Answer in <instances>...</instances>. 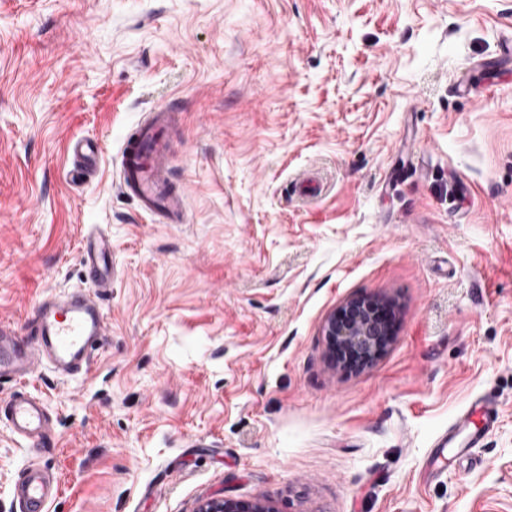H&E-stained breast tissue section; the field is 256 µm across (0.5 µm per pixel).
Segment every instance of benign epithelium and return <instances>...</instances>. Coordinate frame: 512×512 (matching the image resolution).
Instances as JSON below:
<instances>
[{"instance_id": "7a95c632", "label": "benign epithelium", "mask_w": 512, "mask_h": 512, "mask_svg": "<svg viewBox=\"0 0 512 512\" xmlns=\"http://www.w3.org/2000/svg\"><path fill=\"white\" fill-rule=\"evenodd\" d=\"M323 336L333 362L344 369L366 367L381 357L394 339L393 310L371 295L353 296L332 312ZM198 512H274L258 502L214 498Z\"/></svg>"}]
</instances>
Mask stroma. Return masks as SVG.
Segmentation results:
<instances>
[{
	"instance_id": "stroma-1",
	"label": "stroma",
	"mask_w": 512,
	"mask_h": 512,
	"mask_svg": "<svg viewBox=\"0 0 512 512\" xmlns=\"http://www.w3.org/2000/svg\"><path fill=\"white\" fill-rule=\"evenodd\" d=\"M164 106L182 224L119 189ZM97 229L106 342L21 385L48 512H512V0H0V319L89 287ZM365 294L395 338L347 372L322 326ZM478 396L486 447L427 475ZM27 461L1 422L0 512ZM258 502H248L228 498H214L202 503L197 512H274Z\"/></svg>"
}]
</instances>
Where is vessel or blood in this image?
<instances>
[{
    "instance_id": "obj_1",
    "label": "vessel or blood",
    "mask_w": 512,
    "mask_h": 512,
    "mask_svg": "<svg viewBox=\"0 0 512 512\" xmlns=\"http://www.w3.org/2000/svg\"><path fill=\"white\" fill-rule=\"evenodd\" d=\"M173 119V110L161 108L133 126L120 147L119 188L143 213L160 216L168 224H182L186 221L184 194L171 182L170 153L163 136ZM82 265L92 291L74 290L41 299L35 308L34 340L18 336L13 325L0 322V379L23 381L38 362L66 378L88 371L94 351L106 336L100 301L112 290V255L103 235L86 236ZM0 421L24 440L30 458L39 457L52 444L48 411L33 395L18 392L0 402ZM498 422L494 401H473L436 440L430 469L440 472L448 458L480 447ZM52 491L50 478L31 466L14 485L12 495L24 512H47Z\"/></svg>"
}]
</instances>
